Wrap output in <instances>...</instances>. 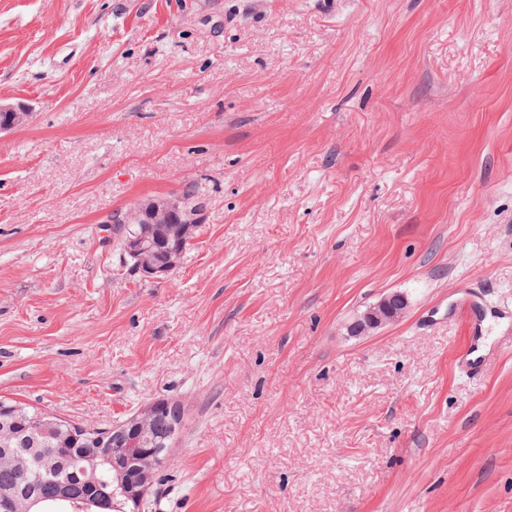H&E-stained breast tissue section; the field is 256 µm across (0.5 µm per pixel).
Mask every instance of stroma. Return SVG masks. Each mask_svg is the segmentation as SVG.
<instances>
[{"label":"stroma","instance_id":"stroma-1","mask_svg":"<svg viewBox=\"0 0 512 512\" xmlns=\"http://www.w3.org/2000/svg\"><path fill=\"white\" fill-rule=\"evenodd\" d=\"M0 396L183 420L156 512H512V0H0ZM198 187L177 269L113 214ZM401 320L349 331L388 292ZM154 248L155 244L142 236H128L123 244L135 270L144 278L162 279L179 266L182 252H165ZM464 288L460 296L456 300L457 307L468 318L469 330L471 333V340L463 350L459 361L471 368H478L484 361V353L481 346L475 342V336L482 333V323L486 319L484 311L481 309L480 302L476 296L470 293L467 285L461 286Z\"/></svg>","mask_w":512,"mask_h":512}]
</instances>
